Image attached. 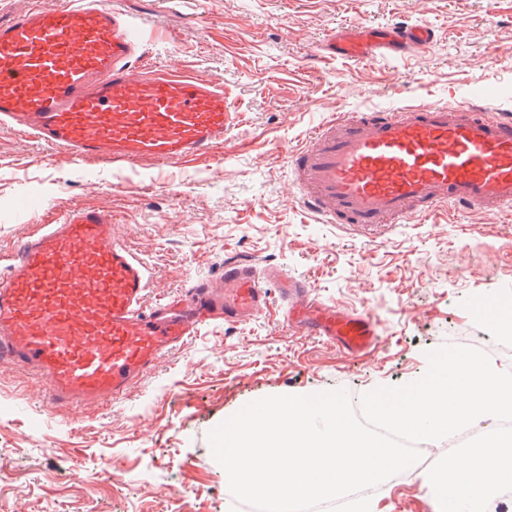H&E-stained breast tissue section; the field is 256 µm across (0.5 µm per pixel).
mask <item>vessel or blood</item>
I'll return each instance as SVG.
<instances>
[{"instance_id": "1", "label": "vessel or blood", "mask_w": 512, "mask_h": 512, "mask_svg": "<svg viewBox=\"0 0 512 512\" xmlns=\"http://www.w3.org/2000/svg\"><path fill=\"white\" fill-rule=\"evenodd\" d=\"M434 32L362 24L331 35L352 62L430 47ZM142 24L121 0H33L0 24V125L49 148L47 163L105 157L136 169L215 155L224 146L221 82L143 65ZM298 199L323 224L375 231L454 207L512 212V114L475 101L367 108L312 131L288 159ZM0 364L45 381L61 406L117 400L204 328L263 312L277 286L282 320L344 352L379 341L370 314L320 301L308 282L229 258L219 283L149 302L151 271L114 232L111 214L74 206L6 256Z\"/></svg>"}]
</instances>
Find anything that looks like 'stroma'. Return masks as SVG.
<instances>
[{
    "label": "stroma",
    "instance_id": "stroma-1",
    "mask_svg": "<svg viewBox=\"0 0 512 512\" xmlns=\"http://www.w3.org/2000/svg\"><path fill=\"white\" fill-rule=\"evenodd\" d=\"M146 23L148 63L221 81L233 109L224 163L106 160L55 166L0 127V254L37 228L21 207L105 210L154 268L149 301L218 280L226 258L309 281L326 303L378 322L377 348L353 356L280 322L279 296L249 322L218 325L173 351L117 401L53 407L46 384L0 365V512H231L208 433L247 403L410 383L444 345L487 347L512 369V332L473 312L512 304V216L470 210L415 217L370 235L322 224L297 198L283 155L340 112L422 101L463 105L473 91L512 112V0H122ZM429 22L432 45L360 63L327 58L356 23ZM115 464L119 476L105 471ZM415 471L377 488L381 512H433Z\"/></svg>",
    "mask_w": 512,
    "mask_h": 512
}]
</instances>
